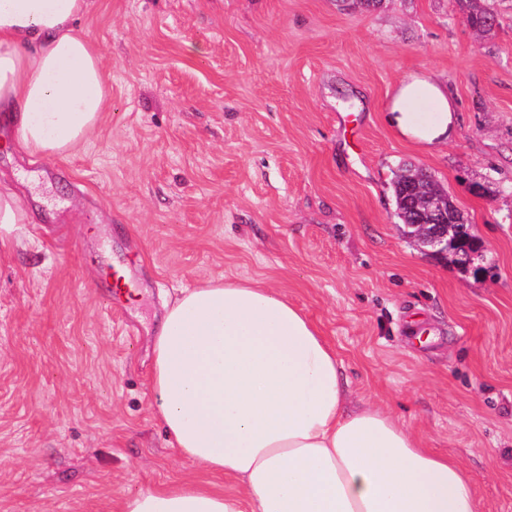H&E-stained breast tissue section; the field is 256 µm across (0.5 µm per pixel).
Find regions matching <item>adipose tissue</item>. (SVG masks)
Returning <instances> with one entry per match:
<instances>
[{"mask_svg": "<svg viewBox=\"0 0 512 512\" xmlns=\"http://www.w3.org/2000/svg\"><path fill=\"white\" fill-rule=\"evenodd\" d=\"M91 0H0V149L56 157L109 110L102 49L77 22ZM439 114L423 122L418 109ZM388 120L430 146L455 103L426 76L398 83ZM154 417L201 472L123 499L118 512H478L455 459L387 408L351 406L335 346L262 280H207L168 305L153 340ZM235 481L227 493L215 478Z\"/></svg>", "mask_w": 512, "mask_h": 512, "instance_id": "obj_1", "label": "adipose tissue"}]
</instances>
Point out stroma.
<instances>
[{
    "mask_svg": "<svg viewBox=\"0 0 512 512\" xmlns=\"http://www.w3.org/2000/svg\"><path fill=\"white\" fill-rule=\"evenodd\" d=\"M480 35L452 0H93L110 111L65 157L0 150L30 221L0 248V512H116L197 473L153 419L152 338L201 280L263 279L388 407L512 512V0ZM424 73L458 110L426 148L386 118ZM431 172L488 249L421 251L399 166ZM136 296L106 306L98 261Z\"/></svg>",
    "mask_w": 512,
    "mask_h": 512,
    "instance_id": "1",
    "label": "stroma"
}]
</instances>
